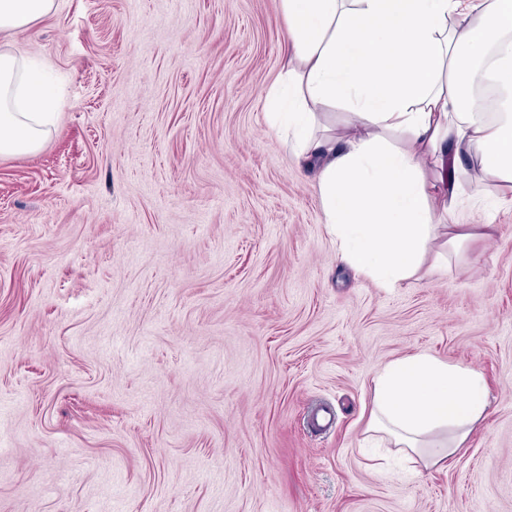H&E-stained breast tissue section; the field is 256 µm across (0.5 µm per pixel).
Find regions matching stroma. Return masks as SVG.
Returning <instances> with one entry per match:
<instances>
[{
  "label": "stroma",
  "mask_w": 512,
  "mask_h": 512,
  "mask_svg": "<svg viewBox=\"0 0 512 512\" xmlns=\"http://www.w3.org/2000/svg\"><path fill=\"white\" fill-rule=\"evenodd\" d=\"M280 0H56L17 35L59 92L0 157V512H512V202L386 291L336 257L262 119ZM425 351L485 379L438 470L375 447L371 382Z\"/></svg>",
  "instance_id": "stroma-1"
}]
</instances>
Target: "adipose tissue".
I'll return each instance as SVG.
<instances>
[{
  "label": "adipose tissue",
  "instance_id": "obj_1",
  "mask_svg": "<svg viewBox=\"0 0 512 512\" xmlns=\"http://www.w3.org/2000/svg\"><path fill=\"white\" fill-rule=\"evenodd\" d=\"M282 67L263 118L315 172L337 255L377 287L488 237L456 220L463 196H512V0H281ZM55 0H0V156L51 134L42 83L11 37ZM342 108V123L328 112ZM482 375L417 352L373 379L369 428L444 469L488 417Z\"/></svg>",
  "mask_w": 512,
  "mask_h": 512
}]
</instances>
